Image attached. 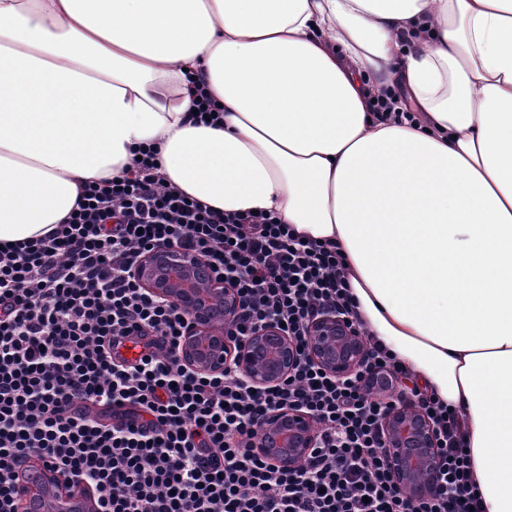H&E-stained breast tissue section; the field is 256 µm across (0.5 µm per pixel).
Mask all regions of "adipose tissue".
<instances>
[{
	"instance_id": "ef3b65f1",
	"label": "adipose tissue",
	"mask_w": 512,
	"mask_h": 512,
	"mask_svg": "<svg viewBox=\"0 0 512 512\" xmlns=\"http://www.w3.org/2000/svg\"><path fill=\"white\" fill-rule=\"evenodd\" d=\"M149 147L200 203L336 245L512 512V0H0V244Z\"/></svg>"
}]
</instances>
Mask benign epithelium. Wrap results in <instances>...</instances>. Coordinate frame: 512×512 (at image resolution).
Returning <instances> with one entry per match:
<instances>
[{
  "label": "benign epithelium",
  "mask_w": 512,
  "mask_h": 512,
  "mask_svg": "<svg viewBox=\"0 0 512 512\" xmlns=\"http://www.w3.org/2000/svg\"><path fill=\"white\" fill-rule=\"evenodd\" d=\"M142 288L172 307L189 314L179 358L196 372L219 374L236 367L258 387L280 383L293 371L299 351L295 340L275 323L246 339L227 332L239 312V298L224 279L217 278L199 255L176 247L145 253L135 268ZM305 356L328 374L343 379L361 368L366 344L348 320L327 312L310 324ZM381 429L391 477L417 502L429 497L440 465L438 440L430 420L416 408L393 400ZM316 426L304 411L284 408L268 416L255 452L276 466L294 470L302 466L315 443ZM56 479L47 474L28 492L31 512L51 508Z\"/></svg>",
  "instance_id": "benign-epithelium-1"
}]
</instances>
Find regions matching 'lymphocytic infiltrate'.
I'll return each instance as SVG.
<instances>
[{"label":"lymphocytic infiltrate","mask_w":512,"mask_h":512,"mask_svg":"<svg viewBox=\"0 0 512 512\" xmlns=\"http://www.w3.org/2000/svg\"><path fill=\"white\" fill-rule=\"evenodd\" d=\"M159 246L199 254L228 278L239 338L273 319L305 347L325 308L359 322L334 246L300 240L271 213L208 208L165 185L155 151H142L121 176L89 186L56 232L0 247V512H19L35 461L90 488L101 512H484L457 416L410 386L376 342L342 380L304 359L271 388L234 368L183 366L186 314L133 275ZM371 374L430 415L442 457L431 498L411 502L391 479ZM286 406L317 424L296 471L251 449Z\"/></svg>","instance_id":"1"}]
</instances>
